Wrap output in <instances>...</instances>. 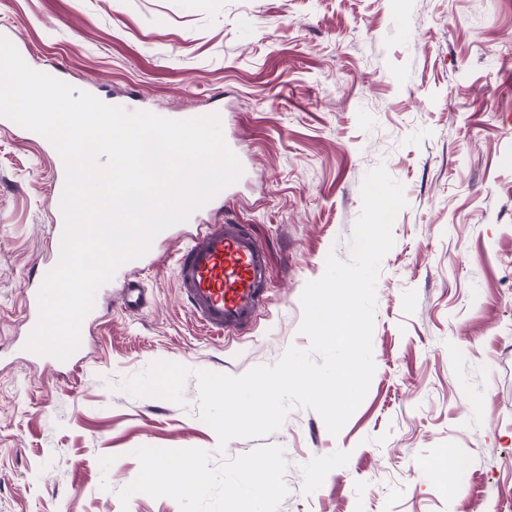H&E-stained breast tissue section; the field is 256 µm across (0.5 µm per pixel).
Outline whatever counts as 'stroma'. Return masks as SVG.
Instances as JSON below:
<instances>
[{"label":"stroma","instance_id":"obj_1","mask_svg":"<svg viewBox=\"0 0 512 512\" xmlns=\"http://www.w3.org/2000/svg\"><path fill=\"white\" fill-rule=\"evenodd\" d=\"M32 69L104 102L173 119L224 106L245 164L204 223L249 225L270 257L266 303L230 338L192 321L154 240L148 303L115 300L80 362L25 348L58 203L51 142L0 127V512H180L121 505L142 446L200 448L212 465L278 446L279 512H512V0H0ZM404 186L376 283L368 393L338 435L297 408L280 430L231 440L186 406L118 388L157 360L240 376L305 349L301 295L328 254L351 258L365 174ZM454 450L458 470L448 468Z\"/></svg>","mask_w":512,"mask_h":512}]
</instances>
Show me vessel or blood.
<instances>
[{"instance_id":"1","label":"vessel or blood","mask_w":512,"mask_h":512,"mask_svg":"<svg viewBox=\"0 0 512 512\" xmlns=\"http://www.w3.org/2000/svg\"><path fill=\"white\" fill-rule=\"evenodd\" d=\"M267 255L246 225L196 224L176 258V277L192 317L210 334L224 336L253 326L264 304ZM127 311L147 302L137 277L119 290Z\"/></svg>"}]
</instances>
